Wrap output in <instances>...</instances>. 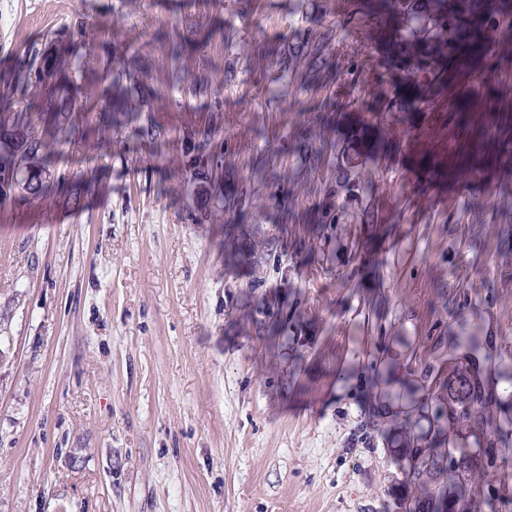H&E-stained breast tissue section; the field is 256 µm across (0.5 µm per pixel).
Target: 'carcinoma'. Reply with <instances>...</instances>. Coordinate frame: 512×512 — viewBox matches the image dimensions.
<instances>
[{
    "instance_id": "obj_1",
    "label": "carcinoma",
    "mask_w": 512,
    "mask_h": 512,
    "mask_svg": "<svg viewBox=\"0 0 512 512\" xmlns=\"http://www.w3.org/2000/svg\"><path fill=\"white\" fill-rule=\"evenodd\" d=\"M396 26L387 38L390 57L396 63L401 79L412 85L420 76L434 75L442 53L435 51L436 40L452 28L463 29L471 20L484 22L500 15L495 0H384ZM333 30L313 36L304 52L316 63L330 50ZM187 39L176 36L168 42L171 61L170 83L174 86L186 80L179 65ZM76 69L64 58L45 56L38 63L17 70L0 79V204L9 201L16 188L24 183L32 188V197L61 187L65 178L46 179L55 147L76 146L83 129L77 114L86 111L87 97L68 74ZM112 88L126 99L150 95L139 75L114 60L106 73ZM40 89L37 112L16 109L18 100L32 89ZM130 120L138 123L139 136L157 145L171 142L170 131L150 120L142 121L141 109L127 107ZM220 114L211 117V125L203 129H188L179 139L192 143L205 142L212 129L219 126ZM300 148L310 165L319 164L323 149L310 138L300 137ZM195 181H216L223 165L211 157L196 155L189 159ZM228 215L248 203V197L218 198ZM224 260L232 264L247 254L254 256L258 244L242 239L239 225H224ZM487 346V337L477 326L463 322L450 337L448 351L437 353L448 358V376L435 378L434 367L426 362L416 368L408 362L406 373L420 377L421 384L411 393L399 413H390L387 381L381 375L371 377L376 404L375 417L388 419L393 431L389 448L397 456L403 470L405 488L415 489L416 495L400 493L394 496L393 507L403 512H466L469 498L476 491L479 473L496 466V458L487 452L512 436V423L494 420V400L486 391L479 357ZM474 443H469V438Z\"/></svg>"
}]
</instances>
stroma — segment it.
Listing matches in <instances>:
<instances>
[{
  "instance_id": "35a3bbf8",
  "label": "stroma",
  "mask_w": 512,
  "mask_h": 512,
  "mask_svg": "<svg viewBox=\"0 0 512 512\" xmlns=\"http://www.w3.org/2000/svg\"><path fill=\"white\" fill-rule=\"evenodd\" d=\"M392 26L377 0H0V77L65 49L90 97L52 166L65 190L0 205V512H390L402 475L368 423L371 374L433 361L458 319L482 327L495 413L512 416V48L483 30L394 110ZM327 28L311 69L297 48ZM114 58L168 130L221 111L205 150L249 197L236 223L261 240L316 224L311 247L262 256L257 280L226 265L224 212L187 217L185 146L101 112ZM304 129L332 144L319 167ZM267 300L288 311L273 342L254 331ZM495 453L470 512H512V445ZM187 39L184 36L177 35L172 41L168 42L167 55L171 61L170 83L173 86L179 85L186 80V76L179 65L184 46Z\"/></svg>"
}]
</instances>
